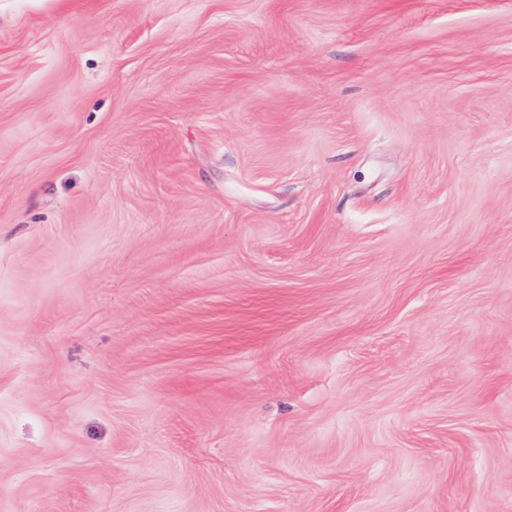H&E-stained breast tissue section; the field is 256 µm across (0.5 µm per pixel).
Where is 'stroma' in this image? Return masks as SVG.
<instances>
[{"instance_id":"stroma-1","label":"stroma","mask_w":512,"mask_h":512,"mask_svg":"<svg viewBox=\"0 0 512 512\" xmlns=\"http://www.w3.org/2000/svg\"><path fill=\"white\" fill-rule=\"evenodd\" d=\"M0 512H512V0H0Z\"/></svg>"}]
</instances>
